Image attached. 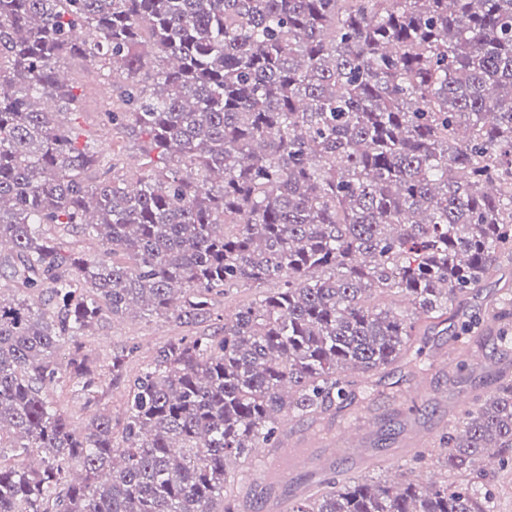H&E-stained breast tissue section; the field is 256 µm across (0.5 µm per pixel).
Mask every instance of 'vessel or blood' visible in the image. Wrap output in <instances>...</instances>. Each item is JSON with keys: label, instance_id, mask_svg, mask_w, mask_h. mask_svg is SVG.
Wrapping results in <instances>:
<instances>
[{"label": "vessel or blood", "instance_id": "b4317fda", "mask_svg": "<svg viewBox=\"0 0 512 512\" xmlns=\"http://www.w3.org/2000/svg\"><path fill=\"white\" fill-rule=\"evenodd\" d=\"M437 394L422 379L410 382L405 394L404 417L415 425L414 438L418 445H425L431 438L428 429L417 428V407L436 399ZM366 421H353L336 428H323L315 423L290 424L284 427L276 442L263 443L254 448L251 466L256 477L246 479L240 486L241 494L249 497L266 496L276 502L279 512H287L288 500L279 490L298 467H308L320 479L336 473L334 462L340 457L362 460L373 451L367 444Z\"/></svg>", "mask_w": 512, "mask_h": 512}]
</instances>
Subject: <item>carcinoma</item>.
<instances>
[{"label":"carcinoma","instance_id":"obj_1","mask_svg":"<svg viewBox=\"0 0 512 512\" xmlns=\"http://www.w3.org/2000/svg\"><path fill=\"white\" fill-rule=\"evenodd\" d=\"M65 55L121 63L107 119L150 159L138 187L88 179ZM1 240L0 269L47 299L0 290V512H260L228 462L420 367L421 323L512 255V0H0ZM268 283L224 333L159 349L122 428L48 400L97 399L82 338L104 314L193 322L210 293ZM495 318L458 350L512 342V299ZM489 448L512 455L508 377L440 436L441 481L332 478L290 512H494Z\"/></svg>","mask_w":512,"mask_h":512}]
</instances>
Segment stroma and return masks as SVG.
Here are the masks:
<instances>
[{"label": "stroma", "instance_id": "stroma-1", "mask_svg": "<svg viewBox=\"0 0 512 512\" xmlns=\"http://www.w3.org/2000/svg\"><path fill=\"white\" fill-rule=\"evenodd\" d=\"M67 83L75 85L80 96L77 113L70 120L80 133L82 140L90 142L98 151L115 163V171L123 179H130L129 160L141 159L142 154L135 142L126 133L112 129L106 122V114L119 107L120 102L109 80L102 71L76 58H63L56 64ZM256 293L255 287L244 286L223 295L211 298V311L198 321L185 324L171 316H157L139 309L121 317L105 316L94 334L84 340L85 350L94 364L100 365L101 394L98 402L89 404L84 399L70 394L64 385L50 387L48 394L71 417L76 426H84L94 412L109 411L113 419H120L124 409L128 384L143 366L168 341L183 336H200L220 332L224 317L230 310L250 301ZM127 346L136 347V358L126 366L122 378H113L105 363L110 362L114 352ZM489 369L466 368L455 372L431 374L433 387H447L445 408L427 409L422 420L442 433L447 428L448 411L454 408L459 396H475L491 393L496 381L490 370L508 365L512 367V350H502L493 344L484 347ZM407 373L405 364L391 367L385 376L373 377L371 386L379 394V400L371 407L377 418V425L370 432V441L376 450L377 463L366 467L357 463L345 464V474L359 479H387L390 467L400 469L417 468L419 475H426V468L418 467L416 455L408 446L402 434L403 422L397 406L388 398L393 382Z\"/></svg>", "mask_w": 512, "mask_h": 512}]
</instances>
